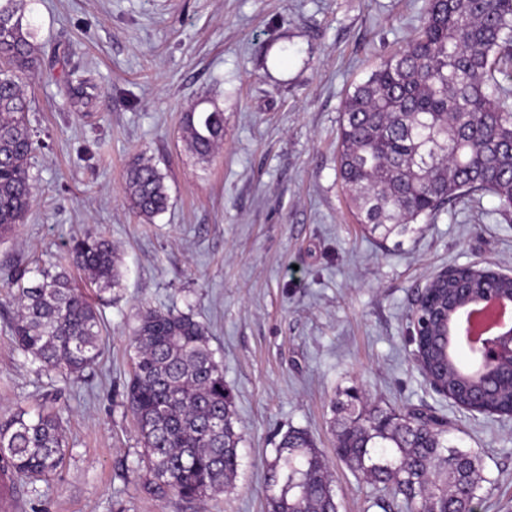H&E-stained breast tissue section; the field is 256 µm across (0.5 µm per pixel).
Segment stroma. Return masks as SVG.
<instances>
[{"instance_id":"1","label":"stroma","mask_w":512,"mask_h":512,"mask_svg":"<svg viewBox=\"0 0 512 512\" xmlns=\"http://www.w3.org/2000/svg\"><path fill=\"white\" fill-rule=\"evenodd\" d=\"M426 0H25L36 66L24 84L42 146L36 199L0 243V422L43 405L61 416L63 467L18 512H268L273 436L306 430L329 463L338 512H398L382 486L334 454L331 402L443 418L476 454V512H512V418L456 406L415 359L410 316L451 267L512 273V211L489 193L451 202L419 231L379 242L359 224L339 176L342 102L383 56L406 46ZM91 85L71 106L70 71ZM220 109L224 141L207 159L182 138L184 112ZM163 174L167 209L129 210L134 156ZM93 231L117 250L120 288L76 285L102 313L105 346L82 379L40 372L16 348L14 266L65 253ZM193 314L231 394L242 433L232 488L205 500L154 494L126 409L139 309Z\"/></svg>"}]
</instances>
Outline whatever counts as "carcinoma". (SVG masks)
Instances as JSON below:
<instances>
[{"mask_svg":"<svg viewBox=\"0 0 512 512\" xmlns=\"http://www.w3.org/2000/svg\"><path fill=\"white\" fill-rule=\"evenodd\" d=\"M24 0H0V237L13 233L31 208L35 150L22 76L37 61ZM503 79H498V76ZM512 0H428L409 45L384 58L342 103L339 170L359 223L386 242L418 232L448 203L487 192L512 208ZM71 103L88 98L84 80L66 81ZM183 137L199 157L224 138V113L194 109L182 117ZM127 200L152 218L168 203L164 177L134 158L126 170ZM66 261L98 292L120 286L112 241L88 233ZM17 314L11 335L24 356L49 370L80 377L101 354L97 310L62 263L18 266L11 275ZM512 292V281L469 270L432 285L411 314L416 349L444 393L460 408L512 417V376L473 381L477 361L459 348L444 353L437 307L462 293ZM133 368L127 406L136 420L156 492L201 500L232 484L240 435L224 373L204 324L174 309L140 312L131 338ZM335 453L364 480L402 499L405 512H473L486 478L469 451L452 444L444 423L423 411L369 406L356 390L333 404ZM67 442L57 414L23 410L0 423V472L35 482L57 472ZM268 463L271 512H336V493L323 453L307 432L281 435Z\"/></svg>","mask_w":512,"mask_h":512,"instance_id":"carcinoma-1","label":"carcinoma"}]
</instances>
